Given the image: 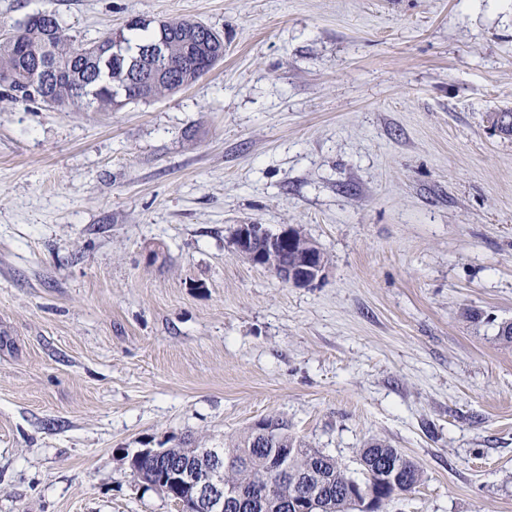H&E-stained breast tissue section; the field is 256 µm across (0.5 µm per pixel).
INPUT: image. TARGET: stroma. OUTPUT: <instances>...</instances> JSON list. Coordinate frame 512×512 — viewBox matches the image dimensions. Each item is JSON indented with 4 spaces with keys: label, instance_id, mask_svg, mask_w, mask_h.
Wrapping results in <instances>:
<instances>
[{
    "label": "stroma",
    "instance_id": "35a3bbf8",
    "mask_svg": "<svg viewBox=\"0 0 512 512\" xmlns=\"http://www.w3.org/2000/svg\"><path fill=\"white\" fill-rule=\"evenodd\" d=\"M37 11L224 58L109 112L0 85V512H178L129 456L268 416L357 479L371 441L414 461L388 512H512V0H0V39ZM293 230L294 227L286 226L278 233H273L263 224H238L233 232L235 251L251 264L271 270L285 282L298 287L308 286L324 276L326 265L314 264L310 254L304 260L292 263L288 262V257L294 258L300 250H311L320 260L327 262L328 259L314 242L299 231H295V243L289 244L295 236ZM263 241L264 246L261 245ZM256 242L260 243V248L254 251Z\"/></svg>",
    "mask_w": 512,
    "mask_h": 512
}]
</instances>
